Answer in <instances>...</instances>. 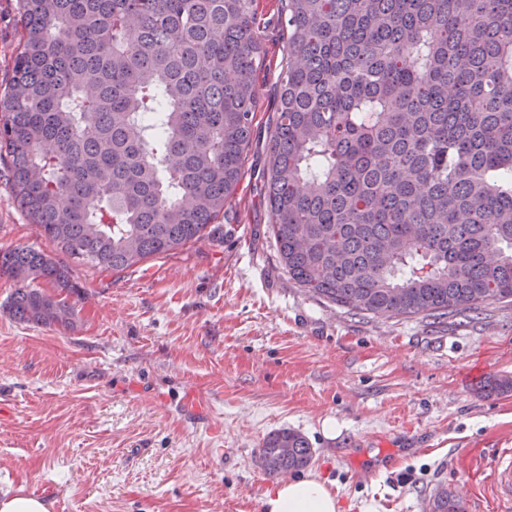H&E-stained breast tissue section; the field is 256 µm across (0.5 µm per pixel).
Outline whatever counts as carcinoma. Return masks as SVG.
Returning a JSON list of instances; mask_svg holds the SVG:
<instances>
[{"label": "carcinoma", "mask_w": 512, "mask_h": 512, "mask_svg": "<svg viewBox=\"0 0 512 512\" xmlns=\"http://www.w3.org/2000/svg\"><path fill=\"white\" fill-rule=\"evenodd\" d=\"M254 2L19 0L0 164L39 236L101 273L223 242L253 136ZM281 21L265 200L289 280L354 315L512 303V0H287ZM0 276L15 320L74 326L79 286L49 253L1 249ZM313 455L288 428L260 452L270 474ZM426 512L466 504L441 488Z\"/></svg>", "instance_id": "obj_1"}]
</instances>
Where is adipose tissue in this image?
Here are the masks:
<instances>
[{"label":"adipose tissue","mask_w":512,"mask_h":512,"mask_svg":"<svg viewBox=\"0 0 512 512\" xmlns=\"http://www.w3.org/2000/svg\"><path fill=\"white\" fill-rule=\"evenodd\" d=\"M261 512H339L331 482L308 472L271 486L260 503Z\"/></svg>","instance_id":"1"}]
</instances>
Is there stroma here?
<instances>
[{
    "instance_id": "35a3bbf8",
    "label": "stroma",
    "mask_w": 512,
    "mask_h": 512,
    "mask_svg": "<svg viewBox=\"0 0 512 512\" xmlns=\"http://www.w3.org/2000/svg\"><path fill=\"white\" fill-rule=\"evenodd\" d=\"M263 59L243 177L196 243L119 273L70 263L74 327L0 308V498L46 487L48 512H260L275 482L264 438L305 435L310 470L343 512H425L438 487L494 512L495 459L512 449V306L476 320L352 315L289 281L264 200L287 35L282 0H255ZM0 0V90L18 43ZM48 249L0 165V248ZM203 416L178 406L182 392Z\"/></svg>"
}]
</instances>
